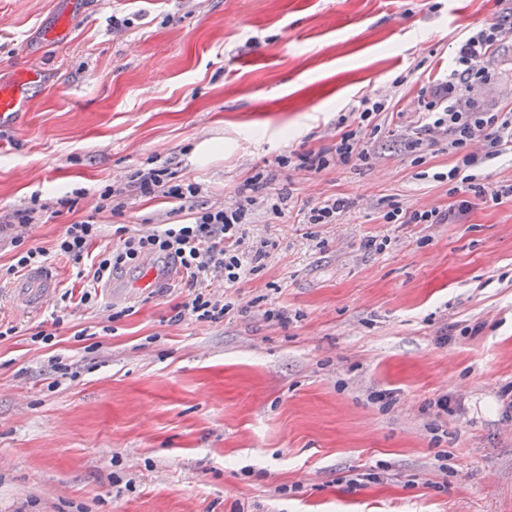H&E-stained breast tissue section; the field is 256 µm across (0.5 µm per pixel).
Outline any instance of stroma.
I'll use <instances>...</instances> for the list:
<instances>
[{
  "instance_id": "35a3bbf8",
  "label": "stroma",
  "mask_w": 512,
  "mask_h": 512,
  "mask_svg": "<svg viewBox=\"0 0 512 512\" xmlns=\"http://www.w3.org/2000/svg\"><path fill=\"white\" fill-rule=\"evenodd\" d=\"M69 12V35L45 39ZM502 0H0V82L38 68L29 111L0 122V216L75 198L28 239L57 287L67 224L94 216L112 245L179 224L164 199L105 186L167 166L232 204L255 170L288 192L253 206L269 241L232 289L200 276L39 308L0 280V512H512V196L447 224H389L395 208L457 207L447 142L409 152L411 104L446 77L455 41ZM129 19L112 30L111 16ZM489 102L512 97V36L488 64ZM385 105L371 158L319 174L283 156L336 142L363 95ZM349 201L332 224L304 212ZM386 241L383 251L369 239ZM230 293L224 320H176L192 287ZM284 310L288 324L264 319ZM63 314L54 324L53 311ZM53 331L54 345L32 342ZM59 355L73 377L51 373ZM447 397V411L435 402ZM447 471H438L437 460ZM375 471L379 480L354 483Z\"/></svg>"
}]
</instances>
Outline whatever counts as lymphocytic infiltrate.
Wrapping results in <instances>:
<instances>
[{"label":"lymphocytic infiltrate","instance_id":"obj_1","mask_svg":"<svg viewBox=\"0 0 512 512\" xmlns=\"http://www.w3.org/2000/svg\"><path fill=\"white\" fill-rule=\"evenodd\" d=\"M509 18L512 19V6L507 8L505 19L488 23L458 40L446 80L421 87L415 131L406 142L408 149L416 151L431 141H447L449 152L458 158L448 172L449 180L454 181L456 191L473 193L481 200L495 201L512 195V184L487 187L478 184L474 175L475 169L512 151V107L481 103L474 94L476 88L489 83L487 63L507 35L512 34V28L505 24ZM384 109L383 102L367 95L361 97L350 112L354 128L341 132L330 148L298 154L299 170L318 174L335 162L349 164L368 159V143L359 128ZM272 180L271 173L260 170L248 179L251 194L245 200L228 206H203L198 202L199 184L188 179L172 181L166 168L129 173L126 187H133L144 197L158 195L167 199L176 204L178 211L186 213L188 220L157 224L146 234L121 232L118 245L112 249L99 248L102 230L93 217L67 225L57 239V254L77 264H90L80 303L92 304L99 284L111 277L113 269L134 263L146 254L177 260L194 280L202 274H214L228 289L255 274L267 251L261 245L245 247L244 225L256 202V192L264 190ZM35 214V208H20L0 222V238L8 240L13 248L7 274L21 276L47 260L46 252L28 245L25 237Z\"/></svg>","mask_w":512,"mask_h":512}]
</instances>
